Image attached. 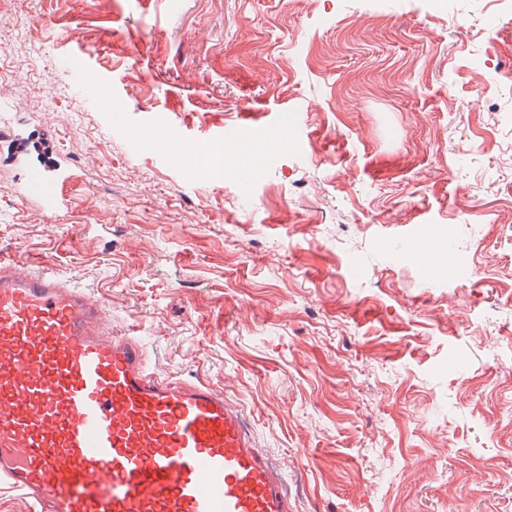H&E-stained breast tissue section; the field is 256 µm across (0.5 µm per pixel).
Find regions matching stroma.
<instances>
[{
    "mask_svg": "<svg viewBox=\"0 0 512 512\" xmlns=\"http://www.w3.org/2000/svg\"><path fill=\"white\" fill-rule=\"evenodd\" d=\"M0 37V122L72 176L26 201L0 140V253L223 391L293 512H512V0H0ZM227 133L242 172L183 152Z\"/></svg>",
    "mask_w": 512,
    "mask_h": 512,
    "instance_id": "1",
    "label": "stroma"
}]
</instances>
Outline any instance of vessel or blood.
<instances>
[{
    "label": "vessel or blood",
    "mask_w": 512,
    "mask_h": 512,
    "mask_svg": "<svg viewBox=\"0 0 512 512\" xmlns=\"http://www.w3.org/2000/svg\"><path fill=\"white\" fill-rule=\"evenodd\" d=\"M19 178L23 198L63 203L61 168ZM0 489L32 512H292L223 392L157 376L91 293L2 256Z\"/></svg>",
    "instance_id": "1"
}]
</instances>
